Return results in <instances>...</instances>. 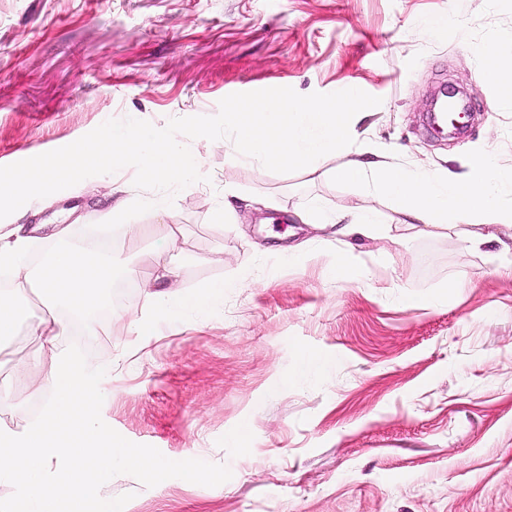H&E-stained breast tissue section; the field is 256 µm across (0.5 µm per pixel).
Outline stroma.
I'll return each mask as SVG.
<instances>
[{"mask_svg":"<svg viewBox=\"0 0 512 512\" xmlns=\"http://www.w3.org/2000/svg\"><path fill=\"white\" fill-rule=\"evenodd\" d=\"M447 15V27L429 21ZM512 44V0H0V166L66 146L109 119L164 127L216 115L229 90L358 88L379 97L356 141L408 166L465 172L491 156L512 168V72L481 75L484 49ZM463 89L476 120L454 141L424 126L434 89ZM203 181L172 207L98 234L138 280L118 276L83 339L32 336L46 302L20 287L23 315L0 339V430L29 427L45 398L32 381L71 343L105 367L103 420L172 460L228 465L209 487H145L127 474L100 494L124 512H512V266L491 240L403 224L346 236L348 273L331 276V229L302 223L311 203L352 217L362 188L337 163L281 174L239 157L230 139L188 140ZM135 170L35 200L8 221L32 230L39 269L48 225L79 230L134 200ZM237 221L217 222L225 192ZM177 279L161 278L168 257ZM160 292L229 282L207 315H164ZM144 317L155 335H133ZM247 430L245 446L233 437Z\"/></svg>","mask_w":512,"mask_h":512,"instance_id":"1","label":"stroma"}]
</instances>
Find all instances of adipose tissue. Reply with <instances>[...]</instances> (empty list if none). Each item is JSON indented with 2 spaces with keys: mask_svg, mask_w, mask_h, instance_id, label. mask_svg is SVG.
<instances>
[{
  "mask_svg": "<svg viewBox=\"0 0 512 512\" xmlns=\"http://www.w3.org/2000/svg\"><path fill=\"white\" fill-rule=\"evenodd\" d=\"M337 182L364 187L374 200L356 223L369 232L376 226V201H386L406 223L440 230H458L467 247H478L484 229L512 230V171L484 160L466 172L411 168L381 160L351 161L332 171ZM29 238L20 228L0 233V267L17 281H35L52 306L70 315L89 317L104 302L117 272L112 257L95 250L56 252L38 273L25 262Z\"/></svg>",
  "mask_w": 512,
  "mask_h": 512,
  "instance_id": "1",
  "label": "adipose tissue"
}]
</instances>
